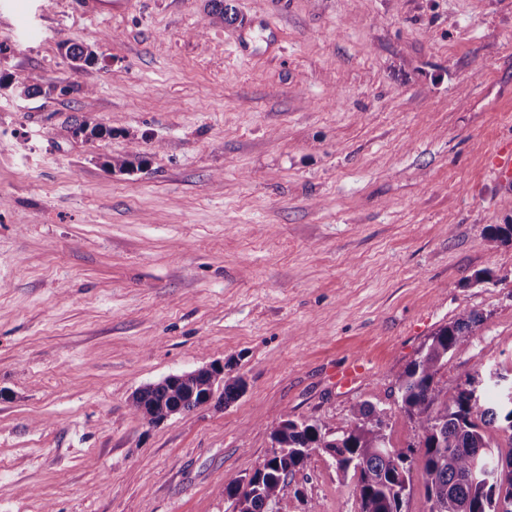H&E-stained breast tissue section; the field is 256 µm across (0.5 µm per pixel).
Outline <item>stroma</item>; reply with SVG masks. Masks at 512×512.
<instances>
[{"label": "stroma", "instance_id": "1", "mask_svg": "<svg viewBox=\"0 0 512 512\" xmlns=\"http://www.w3.org/2000/svg\"><path fill=\"white\" fill-rule=\"evenodd\" d=\"M227 2L0 0V512H233L273 427L338 433L364 402L408 448L396 378L465 311L440 386L512 366V244L487 233L512 220L487 161L512 141V0ZM214 363L237 400L132 410ZM293 485L274 512H359L325 455ZM78 7L91 18H108L123 13L128 0H76Z\"/></svg>", "mask_w": 512, "mask_h": 512}]
</instances>
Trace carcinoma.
<instances>
[{
  "instance_id": "1",
  "label": "carcinoma",
  "mask_w": 512,
  "mask_h": 512,
  "mask_svg": "<svg viewBox=\"0 0 512 512\" xmlns=\"http://www.w3.org/2000/svg\"><path fill=\"white\" fill-rule=\"evenodd\" d=\"M75 71L94 65L95 53L79 45L66 48ZM483 321L477 311L460 314L438 329L420 356L399 375L400 408L419 430V460L403 456L390 446L387 413L364 402L355 421L340 434L317 421L285 420L271 431L272 455L248 479L230 478L224 495L235 512H273L296 475L315 453L333 459L342 474L353 473L359 512H402L414 466H420L427 500L435 512H501L512 507V449L494 450L492 433L512 434V399L503 398L497 383L487 387L495 372L479 379L469 377L453 396L437 388V376L448 357L465 351L474 328ZM246 390L242 377L224 374L210 366L169 375L137 391L131 406L150 423L189 412L220 392L224 402Z\"/></svg>"
}]
</instances>
